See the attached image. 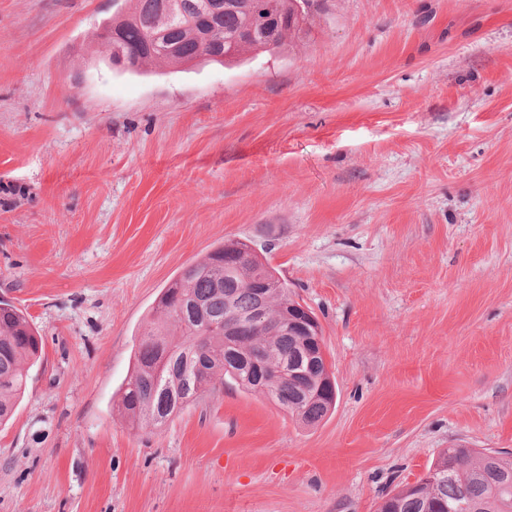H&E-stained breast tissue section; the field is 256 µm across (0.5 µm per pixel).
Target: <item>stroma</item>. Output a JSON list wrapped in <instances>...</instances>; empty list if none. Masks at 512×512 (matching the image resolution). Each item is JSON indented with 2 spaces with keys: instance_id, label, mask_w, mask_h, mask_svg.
Returning a JSON list of instances; mask_svg holds the SVG:
<instances>
[{
  "instance_id": "obj_1",
  "label": "stroma",
  "mask_w": 512,
  "mask_h": 512,
  "mask_svg": "<svg viewBox=\"0 0 512 512\" xmlns=\"http://www.w3.org/2000/svg\"><path fill=\"white\" fill-rule=\"evenodd\" d=\"M127 0H0V298L42 338L0 512H376L512 452V0H313L218 63H112ZM227 240L316 316L336 407L119 391L161 289ZM298 31H300L299 26L279 31L272 29L268 32L259 28L254 37L234 43L233 53L230 58L239 55L242 51L271 52L279 48L289 36L297 34Z\"/></svg>"
}]
</instances>
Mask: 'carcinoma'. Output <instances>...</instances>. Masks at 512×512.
Masks as SVG:
<instances>
[{
	"mask_svg": "<svg viewBox=\"0 0 512 512\" xmlns=\"http://www.w3.org/2000/svg\"><path fill=\"white\" fill-rule=\"evenodd\" d=\"M207 2L133 0L131 11L112 16L118 48L139 55L142 67L185 64L203 42L213 47L214 55H222L236 31L245 26L246 16L226 12L218 32L212 33L200 21ZM298 31L297 26L268 32L259 28L254 37L234 43L233 55L250 50L271 52ZM250 279L273 280L271 268L251 246L229 240L184 267L161 290L160 317L148 322L139 335L132 371L121 389L120 408L130 422L161 427L207 389H216L217 379L227 378L246 391H258L250 366L243 360L256 350L265 349L274 366L288 361L300 343L299 336L245 332L237 341L241 358L228 359L224 334H205L206 323L224 321L226 291L236 293L239 310H251ZM268 292L275 319L291 291L281 280ZM41 353L42 339L23 312L0 300V424L11 419L16 400L26 390L24 365ZM296 394L294 384L281 382L269 398L305 425L318 423L334 409L318 395L293 409ZM432 471L434 479L421 478L416 488L403 486L383 499L378 512H512V453L446 448L427 469Z\"/></svg>",
	"mask_w": 512,
	"mask_h": 512,
	"instance_id": "carcinoma-1",
	"label": "carcinoma"
}]
</instances>
